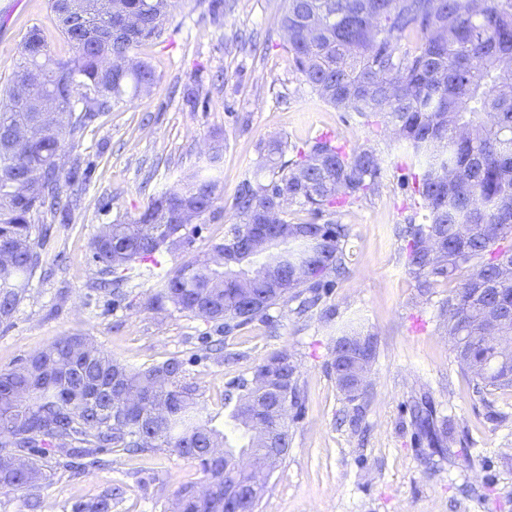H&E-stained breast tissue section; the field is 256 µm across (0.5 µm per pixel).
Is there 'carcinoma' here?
<instances>
[{
    "label": "carcinoma",
    "instance_id": "carcinoma-1",
    "mask_svg": "<svg viewBox=\"0 0 512 512\" xmlns=\"http://www.w3.org/2000/svg\"><path fill=\"white\" fill-rule=\"evenodd\" d=\"M83 27L69 21L68 0H49L71 54L51 55L41 29L24 36L11 76L0 83V325H9L31 280L52 269L45 240L50 228L72 223L91 164L75 156L55 165L63 142L80 146L104 113L149 90L156 81L143 61L125 72L105 69L159 39L172 0H88ZM281 26L294 71L325 103L376 119L406 141L420 164L413 190L428 215L407 219L401 253L423 295L455 283L439 307L440 326L460 337L454 359L488 391L512 388V358L485 337L484 324L501 319L512 336V0H285ZM59 99L61 122L37 109L45 90ZM293 152L286 158L287 152ZM262 164L234 197L238 221L215 256L186 261L157 283L153 306L224 324V333L290 301L319 305L348 272L347 225L338 209L378 190L379 158L320 135L301 148L273 141L259 146ZM219 179L191 177L152 195L129 222L114 223L90 243L100 272L112 274L120 300L130 273L163 246L183 238L181 212L217 218ZM295 204L312 220L290 223ZM324 222H319V219ZM358 334L336 339L331 367L349 403L354 426L372 384L351 370L376 354L343 351ZM301 408L299 375L288 354H272L238 383L229 413L247 442L236 448L212 424L188 380L184 362L130 369L90 337H60L0 370V489L31 492L50 472L79 475L106 463L115 448H167L197 461L208 494L193 483L177 491L180 512H257L265 487L224 456L259 451L252 421L263 422L288 450L290 411ZM414 439L440 453L452 427L431 395L413 401ZM113 494L80 502L71 512H112Z\"/></svg>",
    "mask_w": 512,
    "mask_h": 512
}]
</instances>
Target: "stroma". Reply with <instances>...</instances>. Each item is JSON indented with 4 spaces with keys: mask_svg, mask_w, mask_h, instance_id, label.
Returning <instances> with one entry per match:
<instances>
[{
    "mask_svg": "<svg viewBox=\"0 0 512 512\" xmlns=\"http://www.w3.org/2000/svg\"><path fill=\"white\" fill-rule=\"evenodd\" d=\"M283 9V0H226L216 10L174 0L162 37L137 52L155 72L151 93L102 114L78 149L92 171L72 223L48 245L58 270L34 278L11 324L0 326V370L82 332L132 368L182 359L220 427L228 414L224 398L238 380L285 351L305 403L259 512H512V390L483 391L460 370L436 321L448 286L420 295L401 256L399 228L406 217L426 213L403 185L419 166L404 141L325 104L300 81L284 47ZM33 25L53 55H70L48 0H0V80L15 69ZM191 88L198 97L192 109L182 101ZM325 132L375 150L384 177L379 191L340 216L350 229L351 272L323 307L300 315L291 302L272 308V324L257 321L230 335L221 324L153 309L159 277L211 256L223 241L236 220V190L258 168L259 142L299 147ZM216 152L220 217L189 224L186 244L157 253L151 272L132 276L124 301L112 303L95 290L92 238L107 224L137 216L153 194L200 172ZM353 331L377 343L373 397L357 431L340 420L346 401L330 367L336 337ZM424 391L452 420L451 455H434L414 440L407 406ZM462 448L468 457L459 456ZM111 459L79 478L53 471L39 492V512H70L72 504L117 485L124 494L112 512H173L180 484L205 482L194 460L168 450L115 452Z\"/></svg>",
    "mask_w": 512,
    "mask_h": 512,
    "instance_id": "1",
    "label": "stroma"
}]
</instances>
